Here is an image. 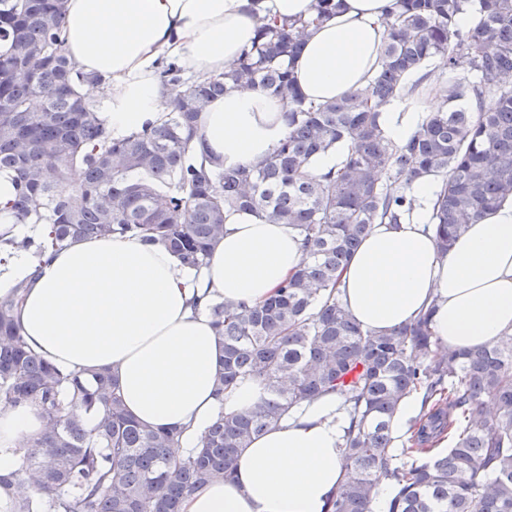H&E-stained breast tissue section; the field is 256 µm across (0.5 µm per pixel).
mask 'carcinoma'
Masks as SVG:
<instances>
[{
	"label": "carcinoma",
	"instance_id": "obj_1",
	"mask_svg": "<svg viewBox=\"0 0 512 512\" xmlns=\"http://www.w3.org/2000/svg\"><path fill=\"white\" fill-rule=\"evenodd\" d=\"M342 2L316 0L313 22ZM464 14L473 28H459ZM62 15L63 0H0V174L17 186L15 223L41 225L36 238L1 233L0 254L25 250L42 263L76 238L132 236L198 272L224 236V213L245 211L292 226L305 256L261 303L203 302L224 350L217 395L255 379L263 396L219 417L187 453L181 432L127 413L109 370L62 369L28 345L14 319L24 283L1 295L0 407L35 404L43 419L12 448L21 468L0 474L11 512H180L197 486L232 476L239 453L290 408L332 393L352 404L353 426L328 512H372L383 480L394 491L388 512H512V335L438 350L429 311L375 335L350 317L339 288L372 226L398 224L416 207L415 180L439 181L431 223L443 254L512 198V0H392L369 85L320 105L304 103L291 68L310 23H264L227 70L185 90L180 67L166 62L162 85L178 90L166 120L118 140L81 92L105 81L64 52ZM436 57L447 59L446 80L428 69ZM430 87L441 109L405 142L387 138L382 106ZM239 88L284 100L288 133L252 168H216L196 157L198 116ZM338 147L347 148L341 166L313 173ZM413 393L420 411L396 448L391 422Z\"/></svg>",
	"mask_w": 512,
	"mask_h": 512
}]
</instances>
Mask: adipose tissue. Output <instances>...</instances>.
Instances as JSON below:
<instances>
[{"instance_id":"adipose-tissue-1","label":"adipose tissue","mask_w":512,"mask_h":512,"mask_svg":"<svg viewBox=\"0 0 512 512\" xmlns=\"http://www.w3.org/2000/svg\"><path fill=\"white\" fill-rule=\"evenodd\" d=\"M315 0H67L66 52L105 81L102 118L119 139L167 115L161 57L191 74L222 73L256 37L260 18L306 19ZM391 0H344L313 28L294 63L308 102L365 88L380 65L381 20ZM441 99L429 92L412 112L382 109L389 139L404 142ZM287 105L255 89L231 90L198 118L196 141L218 167L260 163L288 132ZM438 189L413 185L419 205L398 224H377L341 274L342 302L362 329L382 334L430 312L438 343L474 348L512 334V201L468 225L440 252L428 222ZM303 241L285 224L248 212L224 216V236L198 275L163 245L136 237L79 238L48 262L18 252L0 264V295L26 288L15 314L27 342L70 370L109 369L128 413L153 427L182 430L183 448L200 444L218 414L249 410L262 388L247 379L215 395L222 349L194 297L255 304L273 296L298 268ZM351 425L344 398L327 394L291 408L280 424L243 449L232 478L188 494L181 512H327L344 471L341 450ZM42 428L37 407L0 411V471L14 470L17 440Z\"/></svg>"}]
</instances>
